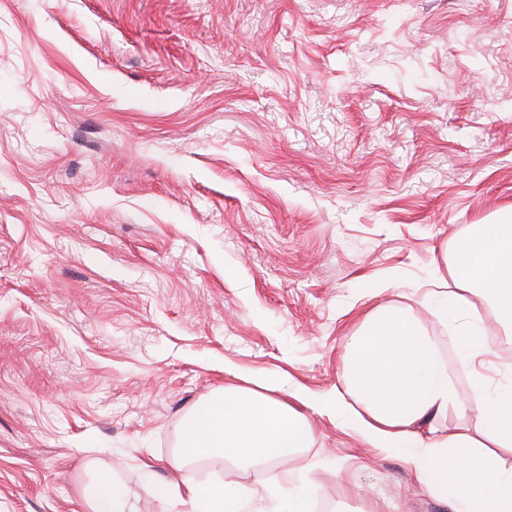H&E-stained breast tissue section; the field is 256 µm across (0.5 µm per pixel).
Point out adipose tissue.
<instances>
[{
  "instance_id": "obj_1",
  "label": "adipose tissue",
  "mask_w": 512,
  "mask_h": 512,
  "mask_svg": "<svg viewBox=\"0 0 512 512\" xmlns=\"http://www.w3.org/2000/svg\"><path fill=\"white\" fill-rule=\"evenodd\" d=\"M462 272L454 296L453 332L464 350L459 370L469 371L484 350V328L475 319L487 305L503 340L512 341V224L479 226L472 240L449 258ZM451 370L433 337L401 311L367 314L349 347L342 385L362 405L352 419L362 440L387 453H400L418 486L439 499L452 498L456 512H512V388L482 408L487 433L466 424L448 429L440 421L449 409L466 413ZM273 379L256 387L229 385L220 398L200 407L185 427L182 447L171 463L206 456L216 466L272 464L311 447L314 433L307 410L335 412L341 396L290 399L276 395ZM158 494L190 503L194 512H242L240 491L185 483L167 484Z\"/></svg>"
}]
</instances>
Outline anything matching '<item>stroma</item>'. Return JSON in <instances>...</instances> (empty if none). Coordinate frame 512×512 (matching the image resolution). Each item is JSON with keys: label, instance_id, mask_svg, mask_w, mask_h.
<instances>
[{"label": "stroma", "instance_id": "1", "mask_svg": "<svg viewBox=\"0 0 512 512\" xmlns=\"http://www.w3.org/2000/svg\"><path fill=\"white\" fill-rule=\"evenodd\" d=\"M512 217V0H0V512H186L154 483L187 416L239 376L339 389L379 307L449 367V253ZM460 372L467 414L512 366ZM261 470L184 466L251 495L304 478L314 512H453L347 408ZM90 512H128V502L122 486L111 478H100L88 495Z\"/></svg>", "mask_w": 512, "mask_h": 512}]
</instances>
